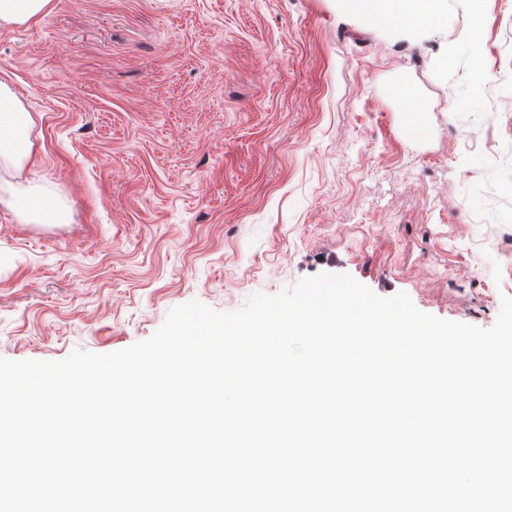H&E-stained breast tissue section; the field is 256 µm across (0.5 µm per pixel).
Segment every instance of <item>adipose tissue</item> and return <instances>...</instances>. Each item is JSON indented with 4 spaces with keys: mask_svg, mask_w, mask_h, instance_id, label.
I'll list each match as a JSON object with an SVG mask.
<instances>
[{
    "mask_svg": "<svg viewBox=\"0 0 512 512\" xmlns=\"http://www.w3.org/2000/svg\"><path fill=\"white\" fill-rule=\"evenodd\" d=\"M352 8L377 16L397 17L406 27L439 23L446 12V0H348ZM35 121L5 82L0 81V168L13 177H23L31 157ZM7 207L17 216L35 224H62L65 211L51 204L31 186L11 194Z\"/></svg>",
    "mask_w": 512,
    "mask_h": 512,
    "instance_id": "obj_1",
    "label": "adipose tissue"
}]
</instances>
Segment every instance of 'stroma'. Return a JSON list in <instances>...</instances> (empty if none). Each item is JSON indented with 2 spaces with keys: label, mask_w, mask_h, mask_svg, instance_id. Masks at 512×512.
<instances>
[{
  "label": "stroma",
  "mask_w": 512,
  "mask_h": 512,
  "mask_svg": "<svg viewBox=\"0 0 512 512\" xmlns=\"http://www.w3.org/2000/svg\"><path fill=\"white\" fill-rule=\"evenodd\" d=\"M402 29L341 0H51L0 26L36 120L0 204V356L151 337L321 273L482 328L512 296V0ZM5 203L17 216L32 224L67 223L65 211L52 205L40 190L30 185L12 193Z\"/></svg>",
  "instance_id": "1"
}]
</instances>
